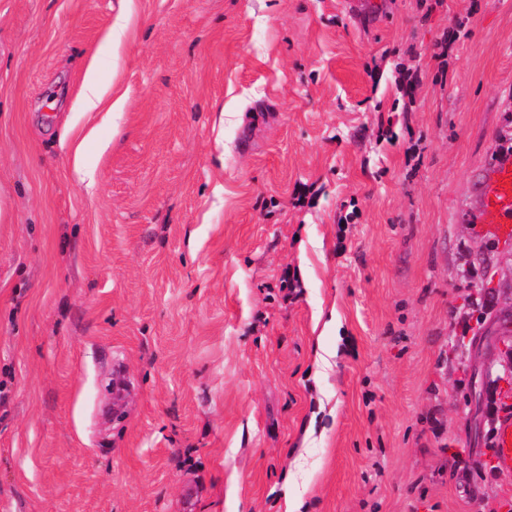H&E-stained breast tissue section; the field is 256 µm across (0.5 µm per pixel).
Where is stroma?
I'll list each match as a JSON object with an SVG mask.
<instances>
[{"instance_id": "stroma-1", "label": "stroma", "mask_w": 512, "mask_h": 512, "mask_svg": "<svg viewBox=\"0 0 512 512\" xmlns=\"http://www.w3.org/2000/svg\"><path fill=\"white\" fill-rule=\"evenodd\" d=\"M381 6L0 0V512H512L456 360L512 312V0ZM104 101V90L94 67H89L83 85L80 105L85 112L99 110ZM477 223L490 224L494 234L512 241V156H500L490 168L482 192Z\"/></svg>"}]
</instances>
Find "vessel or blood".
I'll list each match as a JSON object with an SVG mask.
<instances>
[{
    "mask_svg": "<svg viewBox=\"0 0 512 512\" xmlns=\"http://www.w3.org/2000/svg\"><path fill=\"white\" fill-rule=\"evenodd\" d=\"M479 223L492 225L498 238L512 241V156H500L490 168L482 192ZM500 470L512 472V412L499 417L493 441Z\"/></svg>",
    "mask_w": 512,
    "mask_h": 512,
    "instance_id": "obj_1",
    "label": "vessel or blood"
}]
</instances>
